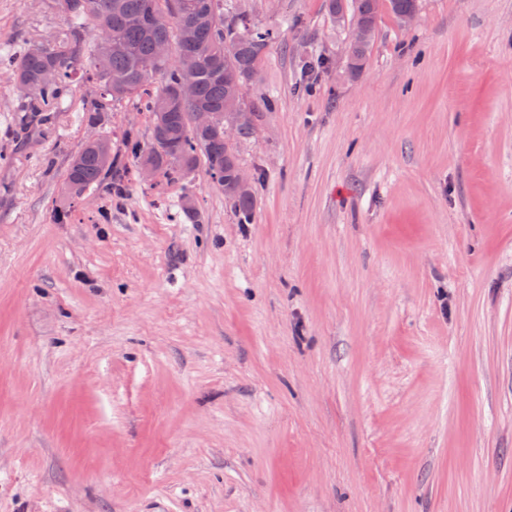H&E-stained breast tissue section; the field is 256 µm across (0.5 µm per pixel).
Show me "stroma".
I'll return each instance as SVG.
<instances>
[{
    "label": "stroma",
    "instance_id": "35a3bbf8",
    "mask_svg": "<svg viewBox=\"0 0 512 512\" xmlns=\"http://www.w3.org/2000/svg\"><path fill=\"white\" fill-rule=\"evenodd\" d=\"M237 2L280 32L250 224L201 168L55 222L81 144L149 116L87 124L78 83L21 139L0 74V512H512V0L382 14L309 92L327 0ZM62 25L0 0V55Z\"/></svg>",
    "mask_w": 512,
    "mask_h": 512
}]
</instances>
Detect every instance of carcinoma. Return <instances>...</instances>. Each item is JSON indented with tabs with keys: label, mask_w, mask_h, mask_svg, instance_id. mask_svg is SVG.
Segmentation results:
<instances>
[{
	"label": "carcinoma",
	"mask_w": 512,
	"mask_h": 512,
	"mask_svg": "<svg viewBox=\"0 0 512 512\" xmlns=\"http://www.w3.org/2000/svg\"><path fill=\"white\" fill-rule=\"evenodd\" d=\"M59 5L66 25L51 43L35 45L20 56H0V69L28 89L24 129L52 123L53 109L67 96L87 54L101 91L100 97L84 108L87 122L101 124L117 102H139L149 113L151 136L166 141L165 153L156 156L159 172L183 174L204 166L224 190V203L238 223H253L255 188L240 192L234 187L241 160L236 149L224 146V118L229 111L225 88L229 80L238 81L242 90L256 83L265 51L279 32L225 8L224 0H59ZM150 12L171 16V26L153 29L131 23ZM328 13L333 19L357 15L367 23V40L348 43L354 73H360L378 32L374 0H328ZM87 24L96 32L88 53L81 35ZM105 31L122 48L112 50V44L101 38ZM159 39L170 43L175 61L157 57L155 43ZM186 80L192 81L196 90L191 102L179 96V87ZM199 108L215 114L213 129L199 132L192 126L190 116ZM122 141L126 153L137 160L152 151V145L142 144L136 128L125 129ZM127 173L120 156L112 151L111 133L104 132L72 156L62 195L69 200L93 187L121 194L124 186L112 178Z\"/></svg>",
	"instance_id": "carcinoma-1"
}]
</instances>
